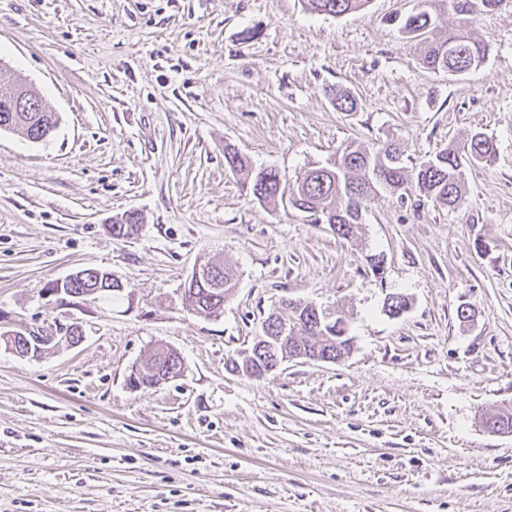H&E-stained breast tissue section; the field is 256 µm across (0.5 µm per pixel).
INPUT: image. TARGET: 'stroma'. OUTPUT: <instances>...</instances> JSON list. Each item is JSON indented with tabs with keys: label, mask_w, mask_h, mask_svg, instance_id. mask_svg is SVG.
Listing matches in <instances>:
<instances>
[{
	"label": "stroma",
	"mask_w": 512,
	"mask_h": 512,
	"mask_svg": "<svg viewBox=\"0 0 512 512\" xmlns=\"http://www.w3.org/2000/svg\"><path fill=\"white\" fill-rule=\"evenodd\" d=\"M420 5L0 0V80L57 119L44 142L0 132V333L53 337L0 344V512H512V434L486 424L512 406V0L470 20L490 52L458 76L401 31ZM477 132L494 160L465 166L457 209L370 197L349 240L224 165L230 145L293 182L392 139L412 168ZM125 212L139 230L113 237ZM207 261L235 283L212 318L179 298ZM85 269L120 298L48 293ZM285 298L342 310L349 356L230 374ZM160 343L182 376L131 388ZM304 2L311 12L340 17L364 10L370 0H306Z\"/></svg>",
	"instance_id": "1"
}]
</instances>
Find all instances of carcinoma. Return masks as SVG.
<instances>
[{"label": "carcinoma", "instance_id": "carcinoma-1", "mask_svg": "<svg viewBox=\"0 0 512 512\" xmlns=\"http://www.w3.org/2000/svg\"><path fill=\"white\" fill-rule=\"evenodd\" d=\"M370 0H306L307 8L317 14L340 17L364 10ZM431 6L409 15L403 20L402 30L420 44V60L433 71L450 75L469 73L474 61H486L489 48L462 29H450L444 37L435 34V13L447 5L457 15H478L498 8L503 0H423ZM18 82L0 83V130L16 131L33 142L45 141L54 132L57 122L43 104L35 88L27 90L28 98L16 102L14 90ZM495 153L493 142L482 133L473 134L460 146H451L437 152L432 158L411 169L404 165L402 153L393 141L386 142L375 152H368L349 143L336 151V157L326 165H313L304 176L293 183L273 168L253 169L252 164L237 150L224 147V161L236 174L244 176L243 187L259 202L288 199V203L316 220L336 228L342 238L353 237L362 224V202L368 196L381 193L395 195L407 189L431 199L442 208L455 209L463 202L465 182L463 167L469 163H487ZM139 217L124 213L112 220V235H133L138 230ZM209 278H189L186 300L191 311L211 317L224 306L234 284L225 266L207 263ZM107 272L82 270L67 278L62 288L67 296L90 300L116 298L122 293L118 280L106 281ZM346 332V325L325 330L321 338L303 339L319 352L336 353V337ZM144 375L137 376L135 388L150 390L154 378L167 369V360L154 353L146 359Z\"/></svg>", "mask_w": 512, "mask_h": 512}]
</instances>
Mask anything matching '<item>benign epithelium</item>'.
Segmentation results:
<instances>
[{
    "label": "benign epithelium",
    "instance_id": "obj_1",
    "mask_svg": "<svg viewBox=\"0 0 512 512\" xmlns=\"http://www.w3.org/2000/svg\"><path fill=\"white\" fill-rule=\"evenodd\" d=\"M288 304V319L282 321L279 327V335L268 336L264 342L252 350L244 352V359L235 362L237 372L250 377L262 378L275 371L281 363L293 359H306L320 362H333L342 360L346 353L333 358L329 354L321 355L319 352L306 350L301 346H294L297 340L299 325L295 319V313L306 307L313 311L317 317L330 321L336 316V312L330 309H320L315 304L301 299H290Z\"/></svg>",
    "mask_w": 512,
    "mask_h": 512
}]
</instances>
